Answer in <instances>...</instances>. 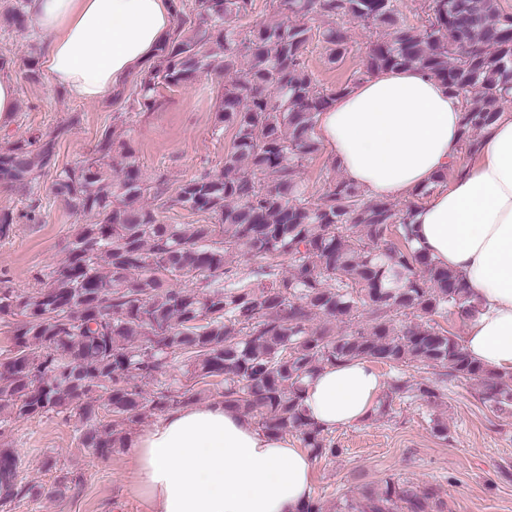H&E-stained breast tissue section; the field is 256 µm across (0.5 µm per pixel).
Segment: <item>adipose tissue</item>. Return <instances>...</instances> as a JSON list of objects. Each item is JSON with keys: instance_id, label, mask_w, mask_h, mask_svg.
<instances>
[{"instance_id": "obj_1", "label": "adipose tissue", "mask_w": 512, "mask_h": 512, "mask_svg": "<svg viewBox=\"0 0 512 512\" xmlns=\"http://www.w3.org/2000/svg\"><path fill=\"white\" fill-rule=\"evenodd\" d=\"M28 12L47 41L50 79L84 101L151 68L175 20L174 0H29ZM462 113L461 97L434 77L387 69L338 95L318 136L344 178L371 196L423 194L413 245L465 275L477 308L464 324L466 350L512 374V107L482 132L475 161L439 189L458 156ZM385 386L368 361L328 365L306 379L303 405L333 431L369 418ZM126 455L153 512H300L312 492L308 451L219 400L171 410L134 434Z\"/></svg>"}]
</instances>
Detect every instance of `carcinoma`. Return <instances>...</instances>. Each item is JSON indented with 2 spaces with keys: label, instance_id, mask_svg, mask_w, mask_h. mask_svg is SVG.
<instances>
[{
  "label": "carcinoma",
  "instance_id": "obj_1",
  "mask_svg": "<svg viewBox=\"0 0 512 512\" xmlns=\"http://www.w3.org/2000/svg\"><path fill=\"white\" fill-rule=\"evenodd\" d=\"M254 0H195L176 5V33L155 64L136 75L140 108L161 84L187 85L203 74L227 76L215 127L233 132L218 173L180 185L174 202L211 224H172L126 147L112 176L100 160L116 152L106 133L96 157L56 170L67 128L0 149V183L30 190L55 170L53 191L73 210L96 217L77 225L62 265L21 293L0 287V316L12 317V349L0 364V436L11 422L78 409L85 448L107 457L124 427L194 404L202 386L254 419L268 434L296 433L317 457L340 452L302 408L304 381L326 365L354 359L399 371L390 393L435 404L452 377L473 381L482 400L512 411L504 375L473 360L435 321L451 310L470 317L464 274L413 246L415 198L399 208L370 198L343 177L311 198L300 169L320 151L318 118L362 77L416 67L463 100L460 153L475 155L483 129L512 102V10L501 0H422L425 24L404 21L400 0H277V19L244 32ZM28 0L7 23L28 26ZM322 18L327 25L313 28ZM375 32L363 68L325 86L306 65L320 47L336 64L350 53L351 25ZM260 259L247 272L233 260ZM187 285L178 288L177 281ZM365 315L339 333L333 322ZM325 320L321 327L312 322ZM179 367L182 378L163 379ZM441 369L417 381L405 368ZM155 385L147 394L143 386ZM112 414L104 422L100 413ZM40 492L17 480V458L0 448V504ZM431 485L390 479L344 512H431Z\"/></svg>",
  "mask_w": 512,
  "mask_h": 512
}]
</instances>
